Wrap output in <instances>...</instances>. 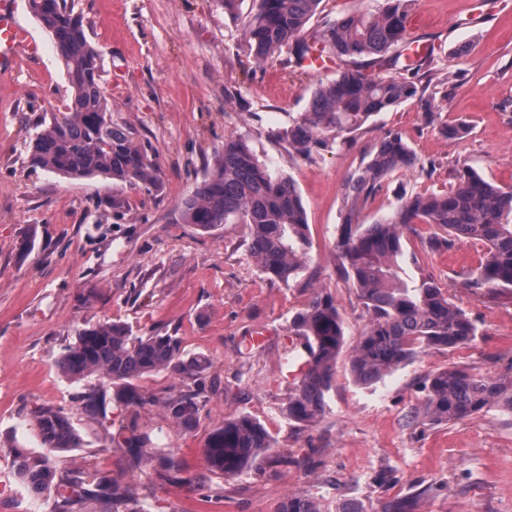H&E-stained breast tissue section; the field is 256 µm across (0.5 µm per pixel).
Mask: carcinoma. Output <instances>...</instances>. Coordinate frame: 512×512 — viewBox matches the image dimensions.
<instances>
[{"instance_id": "cac0c4a2", "label": "carcinoma", "mask_w": 512, "mask_h": 512, "mask_svg": "<svg viewBox=\"0 0 512 512\" xmlns=\"http://www.w3.org/2000/svg\"><path fill=\"white\" fill-rule=\"evenodd\" d=\"M248 24L254 58L262 63L274 54H289L288 63L307 71L314 62L336 63L335 80L319 84L309 110L281 137L298 156L310 160L333 148L343 133L359 130L372 117L419 97L430 114L440 111L434 100L406 79L366 73L368 67H396L408 50L407 2L384 0L376 13L345 14L307 33L321 0H254ZM30 12L51 35L72 88L68 111L37 125L32 165L72 179L102 176L161 190L158 168L134 134L112 121V101L102 86L101 54L88 39L82 17L68 0H28ZM416 156L402 137L388 133L369 160L343 186V223L338 226V276L352 288L369 314V323L352 347L350 371L362 385L410 364L426 349H454L474 340L478 327L431 277L415 286L398 275L397 258L406 254L404 230L430 224L445 236L440 245L471 239L484 243L480 266L466 277V287L512 292V190L493 184L473 169L456 175L447 192L402 196L392 214L374 224H357L360 207L391 174L412 168ZM177 222L210 232L223 224L248 229L246 251L265 279L289 284L305 268L307 215L291 177L272 170L239 135L208 164L202 181L179 206ZM305 340L300 374L288 390L283 414L296 426L318 421L333 388L336 361L346 345L345 319L331 299L315 291L290 325ZM209 361L186 356L178 336L153 332L136 335L119 322H102L80 330L73 344L55 360L64 377L103 379L82 395L84 411L104 431L105 450L116 451L124 473L152 468L182 483L181 464L151 441L142 424V410L156 403L162 418L182 432H192L206 408L202 380ZM159 372L178 377L183 389L155 399L141 393L134 381ZM425 400L412 420L433 423L462 420L497 406L512 412V379L481 377L456 368L429 374ZM123 413L118 428L109 423L108 401ZM42 445L52 451L81 446V436L61 409L40 405L30 412ZM273 438L247 414L226 417L213 425L202 455L208 470L239 477L267 461ZM15 476L28 492L51 502V512H146L137 490L123 476L94 467L59 471L47 455L24 448L13 453ZM278 512H330L317 497L291 494Z\"/></svg>"}]
</instances>
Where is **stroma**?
<instances>
[{"instance_id":"35a3bbf8","label":"stroma","mask_w":512,"mask_h":512,"mask_svg":"<svg viewBox=\"0 0 512 512\" xmlns=\"http://www.w3.org/2000/svg\"><path fill=\"white\" fill-rule=\"evenodd\" d=\"M407 9L431 22L407 38L426 40L433 54L419 76L444 107L440 119L428 120L409 99L306 161L277 133L308 110L314 89L335 79L337 67L304 72L282 55L257 63L246 36L253 0L231 12L219 0H74L101 52L113 121L130 128L158 164L162 190L152 194L32 165L36 123L66 111L72 89L47 32L27 0H17L16 18L38 54H20L0 70V512H49L11 468L13 448L43 450L30 419L35 406L63 408L82 438L80 448L53 453L59 469L119 472L118 454L105 451L100 426L81 408L94 379L71 381L54 366L80 329L104 321L138 335L176 332L185 353L207 357L208 376L224 383L193 432L168 425L158 406L143 410L145 429L184 464L186 477L172 483L150 469L127 475L148 512H277L292 493L351 500L362 512L410 496L419 499L416 512H512L511 413L494 407L445 424L412 418L432 372L512 377V294L464 285L483 243L433 251L421 244L428 225L405 234L406 248L418 254L417 263H405V278L432 275L476 322L472 342L426 350L372 385L355 383L340 355L322 417L297 427L282 413L304 351L290 322L312 292L331 297L343 313L348 344L369 322L355 290L336 274V238L343 185L382 137L399 133L418 162L383 181L359 223L388 216L400 193L450 188L466 167L512 187V0H408ZM446 124L467 132L448 136ZM238 135L293 179L306 209V268L286 285L262 279L242 244L243 225L206 233L176 221L214 154ZM115 196L125 199L124 209H112ZM257 331L264 340L251 343ZM242 413L272 435L271 458L234 479L215 475L202 457L207 434Z\"/></svg>"}]
</instances>
